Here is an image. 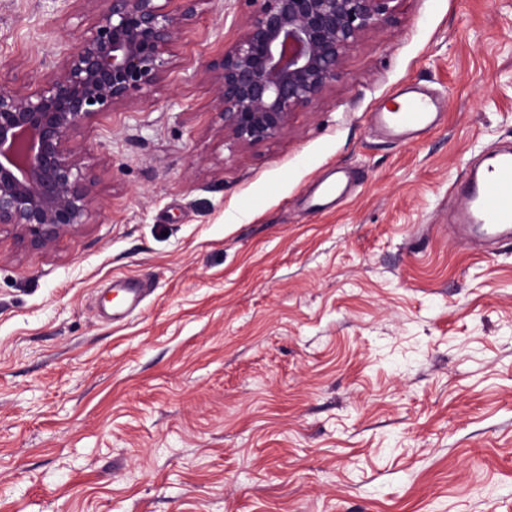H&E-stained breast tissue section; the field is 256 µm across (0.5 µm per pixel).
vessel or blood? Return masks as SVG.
<instances>
[{"label": "vessel or blood", "instance_id": "vessel-or-blood-1", "mask_svg": "<svg viewBox=\"0 0 512 512\" xmlns=\"http://www.w3.org/2000/svg\"><path fill=\"white\" fill-rule=\"evenodd\" d=\"M405 102L397 110L374 112V124L384 127L392 138L403 140L431 129L446 109L444 98L402 89ZM461 207L452 209L449 233L459 242H494L512 233V148L493 149L485 164L466 171L454 182Z\"/></svg>", "mask_w": 512, "mask_h": 512}]
</instances>
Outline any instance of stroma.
Returning <instances> with one entry per match:
<instances>
[{"label":"stroma","instance_id":"35a3bbf8","mask_svg":"<svg viewBox=\"0 0 512 512\" xmlns=\"http://www.w3.org/2000/svg\"><path fill=\"white\" fill-rule=\"evenodd\" d=\"M253 0H202L163 81L72 136L98 177L47 252L0 234V512H512V240L448 234L512 142V0H397L281 137L224 142L205 66ZM100 0H0L30 85ZM406 86L447 97L393 143ZM345 200L314 212L328 177ZM151 290L112 319L113 278Z\"/></svg>","mask_w":512,"mask_h":512}]
</instances>
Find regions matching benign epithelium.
I'll use <instances>...</instances> for the list:
<instances>
[{
	"instance_id": "benign-epithelium-1",
	"label": "benign epithelium",
	"mask_w": 512,
	"mask_h": 512,
	"mask_svg": "<svg viewBox=\"0 0 512 512\" xmlns=\"http://www.w3.org/2000/svg\"><path fill=\"white\" fill-rule=\"evenodd\" d=\"M99 25L27 91L0 85V233L51 250L78 232L98 178L70 146L74 132L147 96L202 0H99ZM241 37L209 62L224 139L243 150L275 139L320 99L365 34L394 21V0H252Z\"/></svg>"
}]
</instances>
